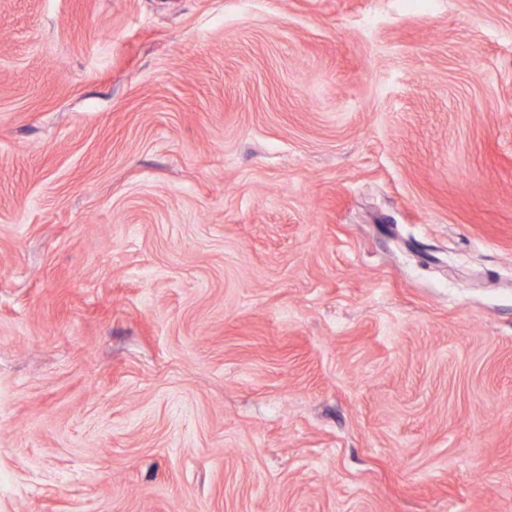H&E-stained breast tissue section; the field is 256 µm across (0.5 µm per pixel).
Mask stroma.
<instances>
[{"label":"stroma","instance_id":"obj_1","mask_svg":"<svg viewBox=\"0 0 512 512\" xmlns=\"http://www.w3.org/2000/svg\"><path fill=\"white\" fill-rule=\"evenodd\" d=\"M0 512H512V0H0Z\"/></svg>","mask_w":512,"mask_h":512}]
</instances>
